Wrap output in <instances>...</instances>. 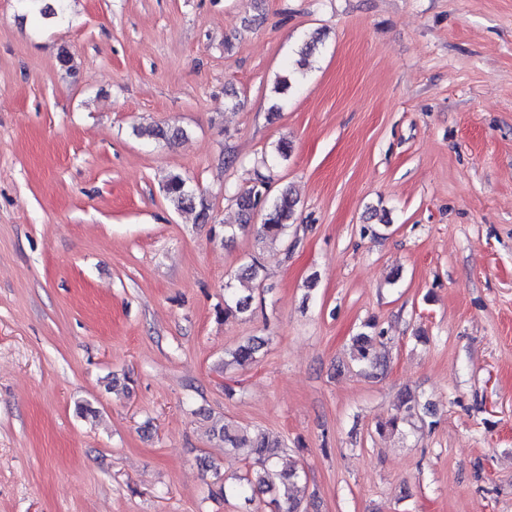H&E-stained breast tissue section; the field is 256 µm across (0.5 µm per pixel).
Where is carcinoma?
I'll return each instance as SVG.
<instances>
[{
  "label": "carcinoma",
  "instance_id": "carcinoma-1",
  "mask_svg": "<svg viewBox=\"0 0 512 512\" xmlns=\"http://www.w3.org/2000/svg\"><path fill=\"white\" fill-rule=\"evenodd\" d=\"M67 0H19V6L28 13L41 19L58 18L65 14ZM268 181L263 175H258L255 184L236 198L241 211L247 213L258 206H264L263 223L257 229V240L260 243H276L288 239V221L292 219L298 204L291 189L287 188L273 200H268ZM163 192L166 199L178 210L200 207L198 218H208V205L204 198H196L185 179L179 174H173L165 181ZM252 299L242 296L231 282L224 285V315L235 316L246 314L251 310ZM371 332H361L352 338V356L365 368L385 369L376 354L375 343L385 339V331L377 328L374 322L367 323ZM263 342L250 338L232 352L233 362L243 366L255 361L256 354ZM412 418L425 422L423 408L418 398L406 392L399 398L396 412L391 414L379 429L396 431L400 424ZM213 436L224 442V447L234 451H243L248 460L246 471L228 481L221 467L212 460L200 459L201 467L213 474L214 482L211 495L216 498H237L251 505L259 498L266 496L269 501L266 506L270 512H305L297 489L302 482V470L295 464L286 468L281 466L283 453L287 446L280 439H272L263 431L249 435L238 425L222 418L212 420Z\"/></svg>",
  "mask_w": 512,
  "mask_h": 512
}]
</instances>
